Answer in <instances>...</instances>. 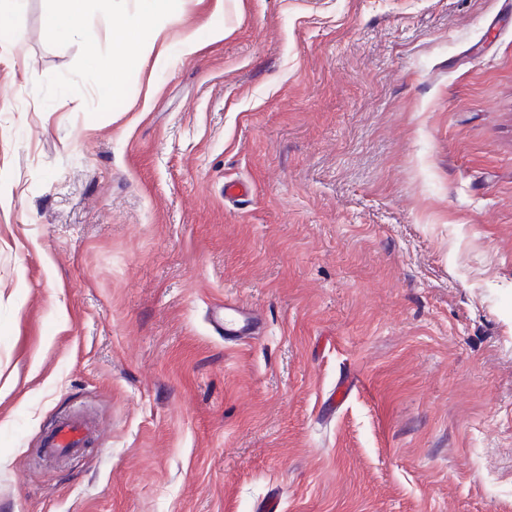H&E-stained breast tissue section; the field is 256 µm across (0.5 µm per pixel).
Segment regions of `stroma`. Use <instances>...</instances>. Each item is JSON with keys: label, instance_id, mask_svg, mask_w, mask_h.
<instances>
[{"label": "stroma", "instance_id": "stroma-1", "mask_svg": "<svg viewBox=\"0 0 512 512\" xmlns=\"http://www.w3.org/2000/svg\"><path fill=\"white\" fill-rule=\"evenodd\" d=\"M136 13L0 6V512H512V0ZM60 8L65 12L68 18L69 26L72 32L82 38L88 48H93L94 36L86 28L84 23L85 0H58ZM180 0H139L138 21L132 25L124 26L114 32L113 38L123 49L136 54L146 52L137 46V42L130 37V32L140 23H149L160 15H171L180 9ZM256 317L247 308L224 304V334L227 336H252L257 330ZM96 425L89 419L73 415L57 422L44 441V452L52 457L71 455L85 448L89 440L98 435Z\"/></svg>", "mask_w": 512, "mask_h": 512}]
</instances>
